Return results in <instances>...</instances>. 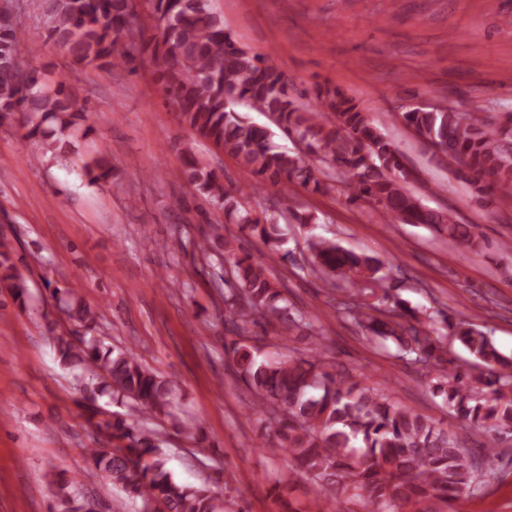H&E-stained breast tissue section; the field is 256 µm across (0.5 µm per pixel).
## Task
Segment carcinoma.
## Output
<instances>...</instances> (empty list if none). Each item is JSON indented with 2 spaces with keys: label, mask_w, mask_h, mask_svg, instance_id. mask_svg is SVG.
Masks as SVG:
<instances>
[{
  "label": "carcinoma",
  "mask_w": 512,
  "mask_h": 512,
  "mask_svg": "<svg viewBox=\"0 0 512 512\" xmlns=\"http://www.w3.org/2000/svg\"><path fill=\"white\" fill-rule=\"evenodd\" d=\"M156 37L152 56L155 82L177 108L180 122L195 137L234 158L256 177L288 195L295 186L319 192L325 179L339 174L353 197L363 199L388 224H422L448 237V245L476 243L469 228L451 210H430L407 190L402 156L385 133L352 98L336 88L318 87L314 102L301 107L284 73L269 58L235 46L224 21L195 0H149ZM50 20L48 40L65 49L74 63L108 69L129 56L140 37L134 27L135 0H38ZM26 51L15 6L0 7V124L19 118L24 140L48 150L64 148L79 129L82 110L65 83L50 86L35 68L18 73L14 64ZM247 107L265 115L256 125L240 114ZM407 126L445 158L462 167V179L480 193L492 184H512V114L494 121L480 112L446 108L410 109L402 113ZM305 145L307 162L274 137ZM177 176L195 187L224 213L225 223L238 224L252 235L278 246L279 220L311 224L317 217L292 211L259 217L252 193L224 188L217 171L197 158L193 146L182 149ZM191 243L201 262L224 283L220 299L224 322L241 336L224 346L227 367L238 373L257 401L269 409L278 437L288 450L293 469L275 481L288 490L285 512H310L295 496L294 476L304 477L303 494L318 501L331 491L344 512H455L454 503L482 478L479 458L498 456L496 435L512 433V358L504 357L492 339L473 323L446 309L412 310L384 293L390 306L346 303L345 317L366 335L392 339L402 357L419 364L431 377L433 392L454 416L490 433L478 451L463 445L457 432L398 406L385 390L348 381L328 371V355L318 349L306 354L289 350L278 359L259 358V348L244 335L265 320L278 322L289 340L312 332V320L292 311L271 278L269 266L240 251L236 238L209 225ZM310 271L324 287L340 278L363 294L368 285H382L380 262L342 249L335 241L306 240ZM12 244L0 237V288L25 309L32 298L28 278L13 261ZM59 315L45 313L56 359L74 374L80 391L91 395L85 406L89 422L104 447L89 448L100 479L148 512H224V499L205 486H189L167 469L163 440L154 430L131 422L134 412L170 422L182 431L196 428L178 416L173 385L139 361L135 353L106 342L103 315L79 297L73 287L52 288ZM69 322L75 329L62 327ZM453 336L484 368L472 376L448 368L438 325ZM108 396L125 408L97 419L100 398ZM80 480L62 470L56 481L60 512H75Z\"/></svg>",
  "instance_id": "carcinoma-1"
}]
</instances>
